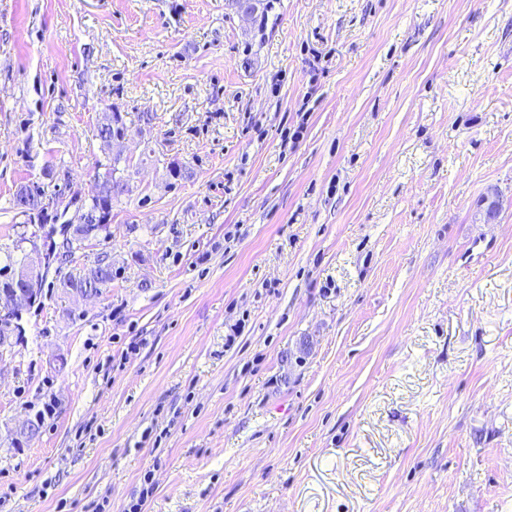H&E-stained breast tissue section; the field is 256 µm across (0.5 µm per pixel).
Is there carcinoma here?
<instances>
[{"label": "carcinoma", "mask_w": 512, "mask_h": 512, "mask_svg": "<svg viewBox=\"0 0 512 512\" xmlns=\"http://www.w3.org/2000/svg\"><path fill=\"white\" fill-rule=\"evenodd\" d=\"M128 133V127L122 116L118 115L111 121L103 122L97 126L96 136L105 141L108 139H122ZM99 190L92 198L89 206L77 217V224L73 233L63 239V246L68 252H73L83 242L101 234L112 221L113 202L130 192L128 182L116 176V169L110 165L105 166V172L97 174ZM46 195L45 184L31 183L19 188L15 196V206L21 213L28 216L33 224H46L49 214L45 211L43 197ZM115 274L112 271V262L100 257L95 264L78 275L68 274L60 280V287L70 291L82 288H95L99 284H112Z\"/></svg>", "instance_id": "carcinoma-1"}]
</instances>
